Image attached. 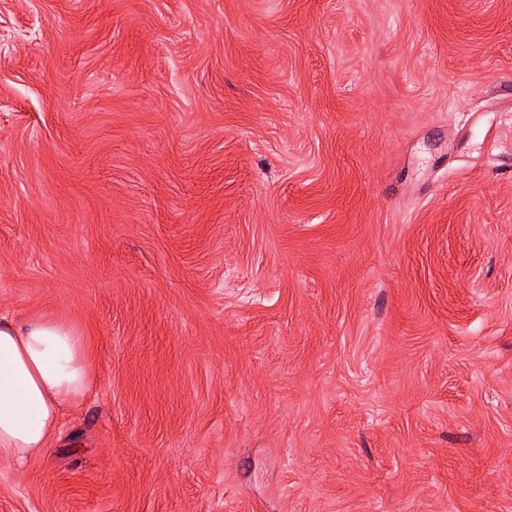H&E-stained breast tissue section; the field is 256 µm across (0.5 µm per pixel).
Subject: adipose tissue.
Listing matches in <instances>:
<instances>
[{
	"label": "adipose tissue",
	"mask_w": 512,
	"mask_h": 512,
	"mask_svg": "<svg viewBox=\"0 0 512 512\" xmlns=\"http://www.w3.org/2000/svg\"><path fill=\"white\" fill-rule=\"evenodd\" d=\"M90 371L82 339L45 315L0 318V453L22 464L56 435L64 407L84 396Z\"/></svg>",
	"instance_id": "1"
}]
</instances>
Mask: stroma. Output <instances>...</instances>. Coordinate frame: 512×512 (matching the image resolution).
Listing matches in <instances>:
<instances>
[{
	"instance_id": "obj_1",
	"label": "stroma",
	"mask_w": 512,
	"mask_h": 512,
	"mask_svg": "<svg viewBox=\"0 0 512 512\" xmlns=\"http://www.w3.org/2000/svg\"><path fill=\"white\" fill-rule=\"evenodd\" d=\"M511 159L512 0H0V512H512ZM89 383L73 327L51 315L21 323L0 318V453L22 465L48 448L63 408Z\"/></svg>"
}]
</instances>
